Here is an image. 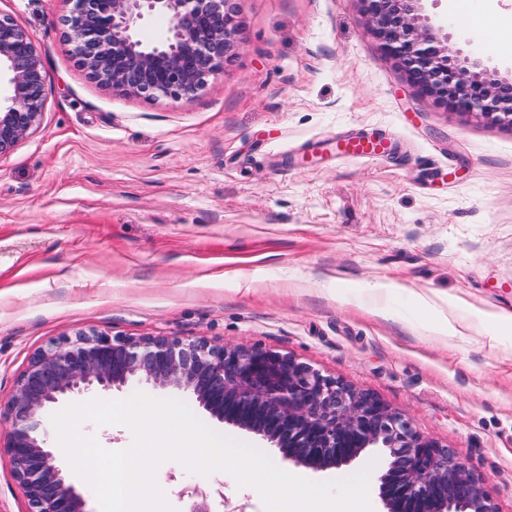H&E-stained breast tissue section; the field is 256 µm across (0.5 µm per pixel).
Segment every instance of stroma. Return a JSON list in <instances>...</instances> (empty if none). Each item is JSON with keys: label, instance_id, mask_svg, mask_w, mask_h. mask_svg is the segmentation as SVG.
Instances as JSON below:
<instances>
[{"label": "stroma", "instance_id": "obj_1", "mask_svg": "<svg viewBox=\"0 0 512 512\" xmlns=\"http://www.w3.org/2000/svg\"><path fill=\"white\" fill-rule=\"evenodd\" d=\"M425 0L433 27L512 80V0H465L493 33ZM239 42L198 93L147 100L103 87L65 41L71 0H0L34 43L40 127L0 156V512H27L4 448L6 403L30 355L96 329L260 347L370 392L446 446L512 512V129L421 97L371 37L359 0H233ZM394 156L337 157L351 129ZM213 431L315 482L323 470L218 421ZM175 512L188 485L212 512H265L228 473L160 465Z\"/></svg>", "mask_w": 512, "mask_h": 512}]
</instances>
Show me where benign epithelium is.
Masks as SVG:
<instances>
[{"label": "benign epithelium", "mask_w": 512, "mask_h": 512, "mask_svg": "<svg viewBox=\"0 0 512 512\" xmlns=\"http://www.w3.org/2000/svg\"><path fill=\"white\" fill-rule=\"evenodd\" d=\"M360 2L370 34L417 93L450 112L512 127V84L479 69L429 25L421 0ZM147 15L169 21L153 43L137 34ZM65 26L91 79L152 100L203 88L231 56L240 31L230 0H74ZM0 71L10 87L0 104L2 155L37 130L46 100L37 50L8 17H0ZM132 380L193 394L213 417L262 436L296 464L323 469L367 448L385 449L387 512H497L481 479L371 393L262 348L98 330L61 336L36 351L8 402L6 451L28 512H90L87 491L49 442L44 412L92 390L121 391ZM183 495L188 512H211V490L194 486Z\"/></svg>", "instance_id": "benign-epithelium-1"}]
</instances>
